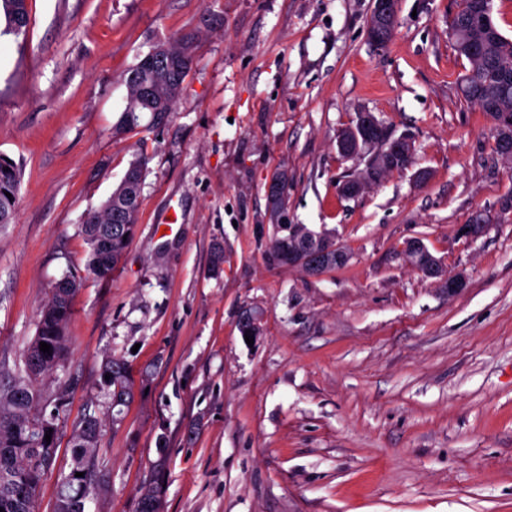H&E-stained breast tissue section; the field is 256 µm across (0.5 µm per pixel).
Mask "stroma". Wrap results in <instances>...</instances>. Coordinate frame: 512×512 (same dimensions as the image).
<instances>
[{
    "mask_svg": "<svg viewBox=\"0 0 512 512\" xmlns=\"http://www.w3.org/2000/svg\"><path fill=\"white\" fill-rule=\"evenodd\" d=\"M372 5L28 0L26 42L0 37V157L23 167L0 227V366L33 339L52 284L84 273L85 216L148 159L135 237L108 278L86 276L46 380L68 419L37 512L53 510L108 356L128 363L134 399L119 424L96 406L110 493L88 512H132L161 454L164 512H512V170L458 89L457 0H398L382 49ZM184 35L194 61L168 124L113 136L124 73ZM361 111L416 155L346 199L339 178L365 162L336 138ZM280 174L289 223L333 232L344 267L309 277L268 260ZM478 211L485 232L460 237ZM411 239L466 288L411 268ZM254 306L250 345L238 319Z\"/></svg>",
    "mask_w": 512,
    "mask_h": 512,
    "instance_id": "35a3bbf8",
    "label": "stroma"
}]
</instances>
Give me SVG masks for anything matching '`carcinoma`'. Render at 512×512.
<instances>
[{"mask_svg":"<svg viewBox=\"0 0 512 512\" xmlns=\"http://www.w3.org/2000/svg\"><path fill=\"white\" fill-rule=\"evenodd\" d=\"M492 0H459L451 21L458 33L451 37L457 53L469 63V69L459 78L462 99L478 107L491 120L498 154L507 145L500 136V124L512 122V40L494 26L493 34L480 32ZM6 27L4 33L27 39L29 15L26 0H0ZM478 36L481 50L468 52L464 42ZM166 50L152 61H139L124 75L127 89L126 105L113 134L122 135L138 129L158 131L163 120L174 111L178 96L173 89L183 87L193 64V41L186 36L165 44ZM130 180L118 185L106 201L94 211L95 223L83 224L80 233L89 245L86 270L97 276L104 270L112 273L121 260L137 229L141 186L146 173V159L136 157L126 170ZM22 167L12 160L0 159V224H8L16 210ZM328 232H316L306 224H274L267 243V252L282 265L288 264V249L311 254L313 241L330 238ZM110 240V248H98L100 239ZM82 281L70 275L64 296L50 292L45 307H62L54 325L39 321L33 339L24 349L20 360L23 367L16 372L0 373V501L6 499V512H36L39 485L45 475V460L56 455L59 436L58 422L67 415V404L41 387L54 366L50 359L57 353H67V324L72 316V301ZM262 318L256 307L241 312V334L253 335L252 320ZM50 345V352L40 351V343ZM110 379H105V375ZM99 388L109 398L112 422L122 420L123 408L134 397L127 363L117 357L106 358L101 366ZM52 430L51 441L45 440ZM70 445L72 467L58 485L56 498H63L72 512H85V500L97 494L99 448L102 447L101 423L92 413L84 414L74 428ZM84 476L78 477L76 473ZM163 466H154L149 478L136 494L134 512H163L165 492Z\"/></svg>","mask_w":512,"mask_h":512,"instance_id":"cac0c4a2","label":"carcinoma"}]
</instances>
